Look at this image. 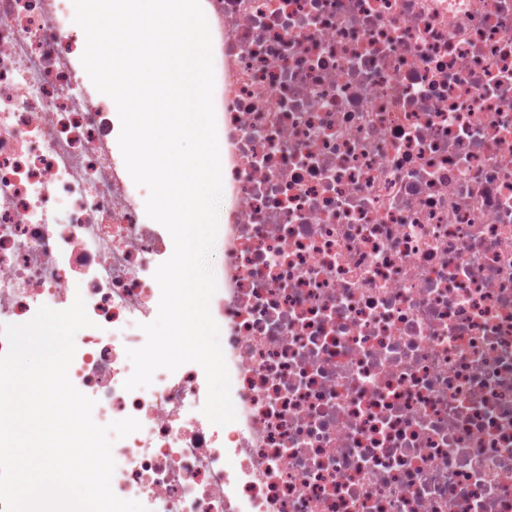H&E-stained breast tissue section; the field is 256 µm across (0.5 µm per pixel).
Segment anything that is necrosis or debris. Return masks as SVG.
I'll list each match as a JSON object with an SVG mask.
<instances>
[{
    "mask_svg": "<svg viewBox=\"0 0 512 512\" xmlns=\"http://www.w3.org/2000/svg\"><path fill=\"white\" fill-rule=\"evenodd\" d=\"M72 0H0V324L83 297L73 385L146 512H512V0H201L224 189L203 368L125 390L169 232Z\"/></svg>",
    "mask_w": 512,
    "mask_h": 512,
    "instance_id": "1",
    "label": "necrosis or debris"
}]
</instances>
